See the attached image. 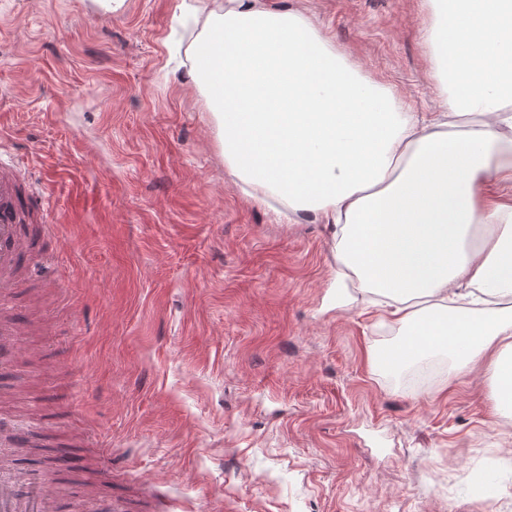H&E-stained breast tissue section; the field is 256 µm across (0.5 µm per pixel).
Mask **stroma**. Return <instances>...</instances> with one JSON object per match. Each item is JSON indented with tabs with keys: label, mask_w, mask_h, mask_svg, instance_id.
Wrapping results in <instances>:
<instances>
[{
	"label": "stroma",
	"mask_w": 512,
	"mask_h": 512,
	"mask_svg": "<svg viewBox=\"0 0 512 512\" xmlns=\"http://www.w3.org/2000/svg\"><path fill=\"white\" fill-rule=\"evenodd\" d=\"M179 3L0 0V153L55 221L21 231L0 413L79 449L58 512H512V418L484 367L452 377L440 355L413 383L373 364L405 329L337 282L329 225L225 167L175 71L202 30ZM270 3L433 110L425 0Z\"/></svg>",
	"instance_id": "1"
}]
</instances>
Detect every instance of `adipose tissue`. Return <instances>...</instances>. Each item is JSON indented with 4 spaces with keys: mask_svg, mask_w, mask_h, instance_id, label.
<instances>
[{
    "mask_svg": "<svg viewBox=\"0 0 512 512\" xmlns=\"http://www.w3.org/2000/svg\"><path fill=\"white\" fill-rule=\"evenodd\" d=\"M436 116L360 79L301 13L267 0H186L202 20L185 80L202 86L224 164L256 201L332 225L338 280L406 327L391 371L438 353L485 364L512 416V0H428ZM490 234L464 249L470 227ZM467 305L468 313L448 311ZM493 307L489 317L475 311Z\"/></svg>",
    "mask_w": 512,
    "mask_h": 512,
    "instance_id": "adipose-tissue-1",
    "label": "adipose tissue"
}]
</instances>
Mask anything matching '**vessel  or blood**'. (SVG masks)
I'll list each match as a JSON object with an SVG mask.
<instances>
[{
	"label": "vessel or blood",
	"instance_id": "1",
	"mask_svg": "<svg viewBox=\"0 0 512 512\" xmlns=\"http://www.w3.org/2000/svg\"><path fill=\"white\" fill-rule=\"evenodd\" d=\"M20 175L16 164L0 162V303L11 296L16 286L22 225L36 224L45 232L52 227L45 207L23 204ZM52 508L51 494L40 484H33L27 496L18 495L9 461L0 455V512H51Z\"/></svg>",
	"mask_w": 512,
	"mask_h": 512
}]
</instances>
